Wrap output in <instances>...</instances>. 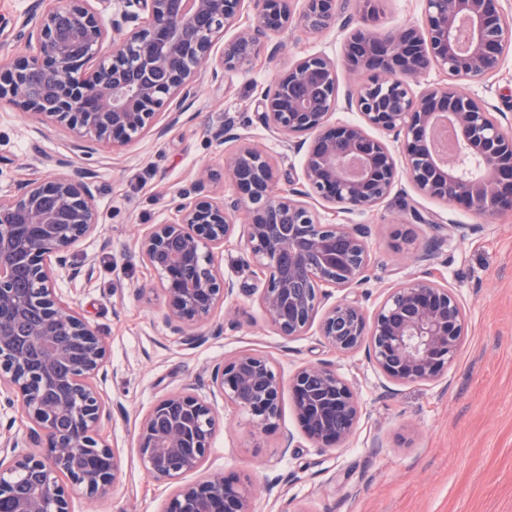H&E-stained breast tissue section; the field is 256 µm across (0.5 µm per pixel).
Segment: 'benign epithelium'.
I'll return each instance as SVG.
<instances>
[{
  "mask_svg": "<svg viewBox=\"0 0 512 512\" xmlns=\"http://www.w3.org/2000/svg\"><path fill=\"white\" fill-rule=\"evenodd\" d=\"M97 0H49L29 33L32 53L0 64V101L27 104L40 119L67 130L81 151L96 141L126 145L161 117L173 124L196 96L195 77L212 61L216 35L232 28L245 3L254 26L224 43L219 68L250 65L261 38L288 30L346 31L339 58L302 57L262 95L260 123L302 153L303 189L278 188L269 154L246 142L229 153L224 182L231 193L204 194L212 174L197 179L200 195L176 204L171 219L138 240L139 260L158 276L165 317L186 332L208 323L235 283L218 265L219 250L237 238L245 264L262 277L258 302L276 335L292 339L316 328L340 354L367 346L392 383L438 380L454 360L465 318L452 289L427 276L399 284L367 314L357 287L369 267L365 224H330L303 201L315 197L343 213L375 207L404 179L424 197L477 214L512 213V134L482 99L456 81L486 82L512 50V17L502 0H425L418 25L375 32L371 0H354L338 23L342 0H114L105 23ZM108 56L101 55L105 43ZM367 74L356 92L339 98L338 71ZM436 69L445 81L415 90ZM354 120H331L339 108ZM456 138L441 156L435 132ZM376 129L393 141L370 135ZM243 223H236L238 216ZM99 229L89 184L68 175L24 180L0 196V399L20 402L38 452L18 450L0 433V512H71L79 491L93 498L117 479L114 449L98 434L107 407L92 379L106 348L78 309L63 301L57 270L77 241ZM344 295L326 304V288ZM211 384L224 402L245 411L262 432L276 428L284 380L268 354L242 350L215 366ZM305 435L334 448L354 432L360 406L351 382L325 363H307L289 379ZM218 416L194 385L159 399L142 417L137 450L143 467L174 485L164 512H252L246 477L222 473L187 482L213 445Z\"/></svg>",
  "mask_w": 512,
  "mask_h": 512,
  "instance_id": "obj_1",
  "label": "benign epithelium"
}]
</instances>
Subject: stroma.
<instances>
[{
  "instance_id": "1",
  "label": "stroma",
  "mask_w": 512,
  "mask_h": 512,
  "mask_svg": "<svg viewBox=\"0 0 512 512\" xmlns=\"http://www.w3.org/2000/svg\"><path fill=\"white\" fill-rule=\"evenodd\" d=\"M40 11L38 0H0V62L27 55L25 23ZM341 39L335 29L268 36L248 68L219 78L201 71L198 93L176 124L122 147L93 143L72 151L66 131L0 101V194L24 179L64 174L95 189L100 231L70 249L56 288L106 346V373L95 383L111 416L99 433L118 454L120 474L101 497L74 495V512H163L173 488L142 466L135 425L155 401L190 383L213 399L219 415L204 469L250 475L253 512H512V213L484 217L453 208L404 180L363 213L312 202L326 222L370 225L366 309L426 271L457 293L466 333L455 361L432 383H386L366 349L336 354L313 329L290 340L277 336L257 301L261 281L233 241L219 262L240 289L236 313L216 317L219 332L187 347L164 320L156 276L136 256L139 234L168 220L182 196H194L199 171H221L229 146L214 138L219 127L272 155L281 190L298 187L301 157L260 123L262 94L289 62L339 57ZM462 89L512 121V53L495 80ZM399 231L409 242L398 250ZM429 247L433 259L416 263L415 254ZM243 348L271 355L286 376L308 362L336 368L361 404L353 435L341 447L319 448L303 433L288 391L277 428L253 430L249 415L212 397L209 386L213 365ZM289 433L295 446L285 453Z\"/></svg>"
}]
</instances>
